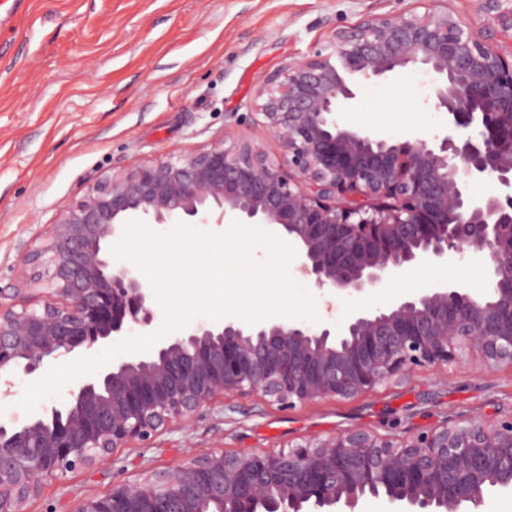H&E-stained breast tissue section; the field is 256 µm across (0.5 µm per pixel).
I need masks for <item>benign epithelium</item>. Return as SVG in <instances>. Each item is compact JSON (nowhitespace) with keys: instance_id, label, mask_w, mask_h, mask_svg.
<instances>
[{"instance_id":"obj_1","label":"benign epithelium","mask_w":512,"mask_h":512,"mask_svg":"<svg viewBox=\"0 0 512 512\" xmlns=\"http://www.w3.org/2000/svg\"><path fill=\"white\" fill-rule=\"evenodd\" d=\"M512 31V0H480ZM412 68L424 104L448 114L432 139L341 122L360 83ZM275 150L221 140L114 170L63 207L23 256L27 287L0 301V394L9 375L114 342L155 320L144 275L109 244L126 221L265 224L320 290L362 296L454 255H478L489 287L438 284L339 326L275 319L199 322L141 357L111 363L20 425L0 423V512H25L44 481L119 448L259 396L284 407L352 399L417 367H512V50L446 11L372 19L333 51L272 73L257 95ZM475 127L460 139L455 129ZM491 190L479 192L476 185ZM512 492V415L450 419L401 439L357 430L277 453L215 451L82 499L74 512H358L384 497L403 512H480Z\"/></svg>"}]
</instances>
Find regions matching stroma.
<instances>
[{
    "label": "stroma",
    "instance_id": "1",
    "mask_svg": "<svg viewBox=\"0 0 512 512\" xmlns=\"http://www.w3.org/2000/svg\"><path fill=\"white\" fill-rule=\"evenodd\" d=\"M445 10L478 34L493 25L479 0H27L0 24V296L21 285V260L56 213L114 169L223 139H272L254 99L288 62L328 51L334 31L369 19ZM426 78L409 70L364 83L347 124L399 137L446 130L423 108ZM488 285L485 264L431 263L411 283L393 277L365 299L339 293L327 320L439 283ZM512 413V369L433 365L356 398L283 408L231 396L149 446L45 481L27 512H74L78 502L213 451L274 452L366 429L402 437L457 416Z\"/></svg>",
    "mask_w": 512,
    "mask_h": 512
}]
</instances>
